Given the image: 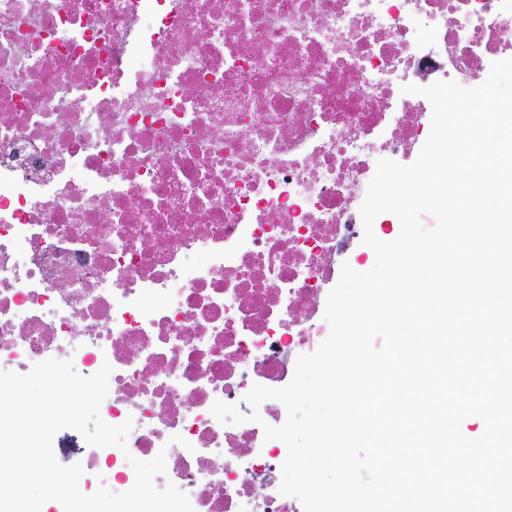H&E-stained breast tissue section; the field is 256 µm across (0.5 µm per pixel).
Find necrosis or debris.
I'll return each instance as SVG.
<instances>
[{"mask_svg": "<svg viewBox=\"0 0 512 512\" xmlns=\"http://www.w3.org/2000/svg\"><path fill=\"white\" fill-rule=\"evenodd\" d=\"M512 50V0H0V354L113 371L132 459L194 512H296L260 424L376 154L411 153L438 73Z\"/></svg>", "mask_w": 512, "mask_h": 512, "instance_id": "obj_1", "label": "necrosis or debris"}]
</instances>
